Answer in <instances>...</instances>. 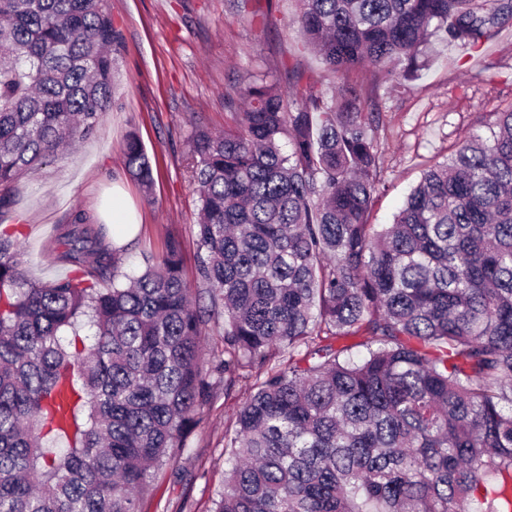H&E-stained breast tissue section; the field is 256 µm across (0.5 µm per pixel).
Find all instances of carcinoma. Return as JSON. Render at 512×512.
<instances>
[{"instance_id": "carcinoma-1", "label": "carcinoma", "mask_w": 512, "mask_h": 512, "mask_svg": "<svg viewBox=\"0 0 512 512\" xmlns=\"http://www.w3.org/2000/svg\"><path fill=\"white\" fill-rule=\"evenodd\" d=\"M308 48L342 79L413 78L433 42L478 49L512 0H301ZM108 0H0V208L21 178L94 133L112 105ZM195 130L196 287L182 246L122 267L74 211L56 239L76 276L30 282L0 231V512H142L211 394L250 377L224 432L212 512H512V106L428 167L393 223H369L379 107L294 70ZM125 168L146 192L131 133ZM367 336L364 350L338 341ZM195 306L197 310L206 311V323L202 326V339L201 344L203 348L204 365L207 369L209 364L207 363L215 355L221 353L224 349L223 341V317H218L217 314L208 312L209 309L208 300L205 298H196ZM210 313V316H207Z\"/></svg>"}]
</instances>
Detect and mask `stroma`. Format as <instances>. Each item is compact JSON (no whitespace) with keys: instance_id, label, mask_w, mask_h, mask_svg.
<instances>
[{"instance_id":"stroma-1","label":"stroma","mask_w":512,"mask_h":512,"mask_svg":"<svg viewBox=\"0 0 512 512\" xmlns=\"http://www.w3.org/2000/svg\"><path fill=\"white\" fill-rule=\"evenodd\" d=\"M119 35L115 95L97 131L22 179L0 225L19 224L28 280L69 276L53 247L58 228L81 208L108 238L127 243L125 262L160 253L168 236L183 248V272L193 280L196 188L186 156L196 127L234 125L225 106L251 76L287 85L290 69L334 96L328 73L297 33L298 0H108ZM362 106L379 101L387 128L379 142L381 172L371 223H392L425 168L443 160L486 113L512 107V31L476 50L451 46L417 79L387 81L367 67L358 78ZM136 134L150 157L154 187L144 192L126 172L123 146ZM122 190L137 224L112 223V192ZM250 395L248 385L225 393L216 383L187 446L159 473L145 512H210L224 480V430Z\"/></svg>"}]
</instances>
